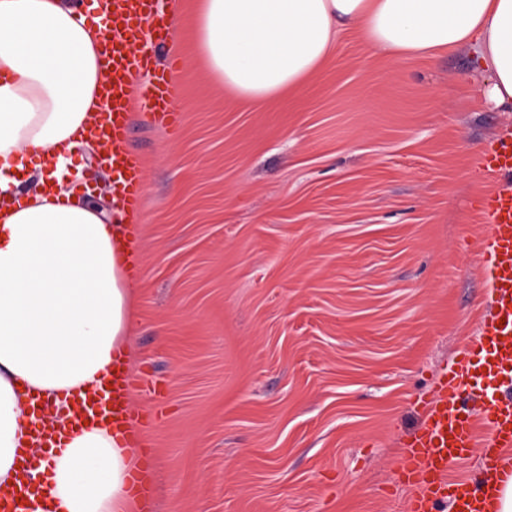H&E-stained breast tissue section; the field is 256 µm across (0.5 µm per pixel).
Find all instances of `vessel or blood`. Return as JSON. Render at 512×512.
Returning <instances> with one entry per match:
<instances>
[{"label":"vessel or blood","mask_w":512,"mask_h":512,"mask_svg":"<svg viewBox=\"0 0 512 512\" xmlns=\"http://www.w3.org/2000/svg\"><path fill=\"white\" fill-rule=\"evenodd\" d=\"M113 10L106 32L109 64L101 99L104 110L90 133L99 162L112 171L115 229L139 223L144 191L142 158L129 143L131 113L142 105L158 125L177 121L173 102L181 86L169 68H158V48L171 25L158 0H108ZM487 163L501 177L484 210L487 227L482 261L491 303L481 337L441 372L430 396L419 402L420 427L406 441L401 475L414 490L409 512H438L441 504L459 512H500L503 488L512 478V131H504ZM134 383L122 360L113 363L110 421L126 432L140 418L132 405ZM478 457L484 480L474 484L448 476L449 467ZM21 460L13 485L0 487V512H18L21 503L40 495Z\"/></svg>","instance_id":"obj_1"}]
</instances>
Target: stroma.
<instances>
[{"instance_id":"stroma-1","label":"stroma","mask_w":512,"mask_h":512,"mask_svg":"<svg viewBox=\"0 0 512 512\" xmlns=\"http://www.w3.org/2000/svg\"><path fill=\"white\" fill-rule=\"evenodd\" d=\"M177 125L144 160L127 364L147 512H408L417 403L486 310L485 156L512 112L472 50L395 58L353 28L251 108L204 76L175 0ZM77 193L112 194L96 154Z\"/></svg>"}]
</instances>
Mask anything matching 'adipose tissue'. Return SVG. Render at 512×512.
Listing matches in <instances>:
<instances>
[{
	"label": "adipose tissue",
	"mask_w": 512,
	"mask_h": 512,
	"mask_svg": "<svg viewBox=\"0 0 512 512\" xmlns=\"http://www.w3.org/2000/svg\"><path fill=\"white\" fill-rule=\"evenodd\" d=\"M100 0H0V483L44 423L101 390L127 354L136 285L102 207L79 197L67 167L88 145L107 70ZM194 50L210 77L246 105L299 89L356 27L396 57L471 48L489 76L484 96L512 112V0H199ZM35 176L25 196L24 176ZM131 442L108 417L58 434L31 481L48 512H124Z\"/></svg>",
	"instance_id": "adipose-tissue-1"
}]
</instances>
